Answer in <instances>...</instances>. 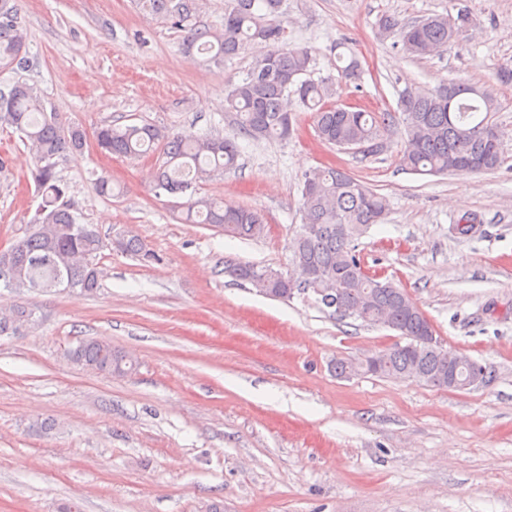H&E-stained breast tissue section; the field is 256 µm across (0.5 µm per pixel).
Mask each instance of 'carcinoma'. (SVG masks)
<instances>
[{"label":"carcinoma","instance_id":"carcinoma-1","mask_svg":"<svg viewBox=\"0 0 512 512\" xmlns=\"http://www.w3.org/2000/svg\"><path fill=\"white\" fill-rule=\"evenodd\" d=\"M171 27L185 32L191 48L214 53L216 58L239 54L249 44L263 47L246 76L226 95L227 109L236 114L240 135L248 140L286 141L293 132L296 102L314 114V131L325 144L346 148L356 142L382 141L397 123L404 128L402 169L414 174H470L493 170L504 163L501 136L491 137L489 119L495 110L493 96L475 86L449 81L434 91L407 89L397 111L366 112L332 101L330 79L308 77L312 62L306 46L285 40L282 0H227L222 28L195 26L189 21L199 11V0H143ZM472 25L468 13L438 14L405 22L392 15L378 18V33L395 37L414 58L442 54ZM28 30L18 21L17 0H0V67L26 66ZM0 124L21 134L32 152L33 178L41 202L34 230L17 241L16 257H0L10 265L17 288H58L64 284L92 294L100 287L101 272L92 256L104 249L98 232L80 224L66 190L57 179L58 159L83 150L87 136L78 125L56 112H46L36 88L16 83L0 90ZM97 147L117 157H136L159 149L153 171L155 189L184 194L215 174L236 167L240 156L237 138L220 134L182 136L151 124H106L94 132ZM302 224L290 249L291 264L315 275L314 283L337 298L332 315L345 321L381 326L398 333L400 342L379 350L365 362L338 359V376L359 372L379 377L407 379L435 388L460 389L470 374L469 358L456 367L457 385L448 380V360L428 336L432 326L406 291L368 267L358 251V239L388 210L384 196L349 172L335 167H314L302 177ZM185 220L211 224L239 237H259L263 219L250 209L224 203L220 198H200L185 205ZM116 251L144 263L159 258L138 236L123 233ZM226 272L277 300L290 301L301 293L288 281L268 274L269 266L250 262L226 263ZM31 319V312L16 306L0 315V335L12 332ZM74 362L113 376L134 370L132 360L103 340L85 339L71 349Z\"/></svg>","mask_w":512,"mask_h":512}]
</instances>
